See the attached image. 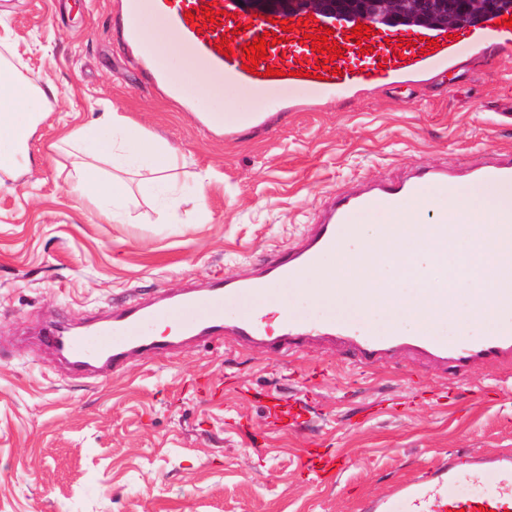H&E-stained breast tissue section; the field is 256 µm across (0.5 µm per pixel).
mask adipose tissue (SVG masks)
<instances>
[{
  "mask_svg": "<svg viewBox=\"0 0 512 512\" xmlns=\"http://www.w3.org/2000/svg\"><path fill=\"white\" fill-rule=\"evenodd\" d=\"M143 41L149 43L156 55L168 62L174 74L186 81L195 92L217 96L208 76L193 60L186 57L169 38L162 22L146 21L143 25ZM0 86L7 88L9 118L0 121V156L8 155L16 143L29 140L35 131L31 104H40L42 111H49L45 95L32 93L28 80L17 78L13 69H0ZM63 140L89 155L92 160L80 164L75 179L82 197L98 204L103 218H120L129 203V187L117 177L106 178L95 161L104 158L119 159L146 166L152 173L162 175L173 169L178 160L176 148L151 140L128 128L125 117L113 113L108 127L93 124L68 130Z\"/></svg>",
  "mask_w": 512,
  "mask_h": 512,
  "instance_id": "adipose-tissue-1",
  "label": "adipose tissue"
}]
</instances>
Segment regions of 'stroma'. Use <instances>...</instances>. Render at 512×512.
Returning <instances> with one entry per match:
<instances>
[{
    "label": "stroma",
    "instance_id": "35a3bbf8",
    "mask_svg": "<svg viewBox=\"0 0 512 512\" xmlns=\"http://www.w3.org/2000/svg\"><path fill=\"white\" fill-rule=\"evenodd\" d=\"M121 0H0V57L55 91L13 178L0 169V512H362L456 451H512V361L462 379L399 356L232 340L74 374L40 343L135 301L253 275L308 235L331 195L512 152V50L467 45L447 72L270 103L257 126L203 125L210 96H161L122 35ZM117 111L178 148L164 209L123 174V223L74 188L68 128ZM207 174L206 207L194 202ZM342 468L311 474L309 453Z\"/></svg>",
    "mask_w": 512,
    "mask_h": 512
}]
</instances>
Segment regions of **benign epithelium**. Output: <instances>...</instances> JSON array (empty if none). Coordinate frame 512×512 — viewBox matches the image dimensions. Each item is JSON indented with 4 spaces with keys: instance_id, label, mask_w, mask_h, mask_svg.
Returning a JSON list of instances; mask_svg holds the SVG:
<instances>
[{
    "instance_id": "benign-epithelium-1",
    "label": "benign epithelium",
    "mask_w": 512,
    "mask_h": 512,
    "mask_svg": "<svg viewBox=\"0 0 512 512\" xmlns=\"http://www.w3.org/2000/svg\"><path fill=\"white\" fill-rule=\"evenodd\" d=\"M248 15L286 20L299 12H318L375 26L407 14L426 21L436 15H454L459 7L481 13L495 10L494 0H241Z\"/></svg>"
}]
</instances>
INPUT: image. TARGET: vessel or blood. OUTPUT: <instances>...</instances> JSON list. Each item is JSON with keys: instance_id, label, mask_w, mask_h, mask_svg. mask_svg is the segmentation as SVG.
<instances>
[{"instance_id": "obj_1", "label": "vessel or blood", "mask_w": 512, "mask_h": 512, "mask_svg": "<svg viewBox=\"0 0 512 512\" xmlns=\"http://www.w3.org/2000/svg\"><path fill=\"white\" fill-rule=\"evenodd\" d=\"M215 4L222 15L219 24L203 31L191 28L186 13L200 15L202 6ZM149 12L160 17L172 41L195 61L216 84L231 83L257 95L290 89L317 94L367 85L386 77L401 78L422 71L447 69L460 54L464 41L495 40L512 43V28L489 17L474 26L454 32L396 26L358 41L350 22L321 13L307 28L327 27L343 51L332 64H320V55L304 40L305 28L289 32L286 42L268 48L267 63L258 74L244 68L242 45L265 32H280V24L247 15L240 0H126V35L140 46V55L152 57L150 44L141 42L138 19ZM230 42L234 55L226 57L216 48L219 39ZM277 76H267V68ZM512 183V155L496 157L482 166L465 170L439 166H415L397 182L376 181L363 188L336 195L326 207L304 243L281 259L264 266L255 276L232 279L212 276L206 288H188L161 297L149 305L114 309L110 316L77 330L52 323L40 332V340L52 353L76 368L95 362L117 369L135 354H160L172 349L173 338L152 333L157 320L181 324L182 339L197 344L232 338L242 346L287 352L305 343L328 342L351 349L359 362H384L412 353L468 374L478 363L512 358V328L478 339L446 341L430 332L392 333L379 339L366 327L337 323L335 316L306 321L281 308L276 326H268L261 302L270 284L306 280L318 268L324 254L335 252L350 235L354 224L373 209L400 210L427 186L459 193L474 183ZM468 483L487 485V492L464 494ZM364 512H512V452H457L450 454L422 480L400 484L389 495L369 501Z\"/></svg>"}]
</instances>
